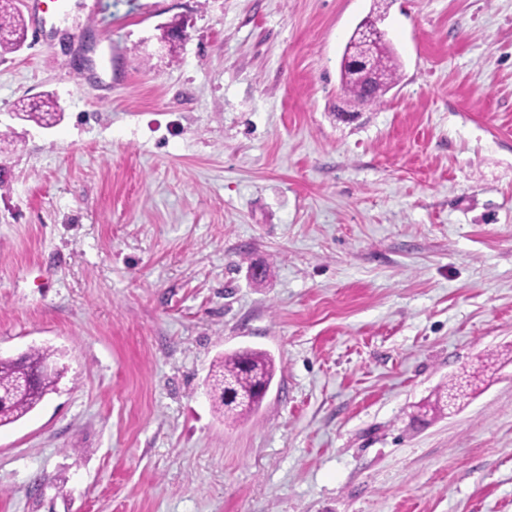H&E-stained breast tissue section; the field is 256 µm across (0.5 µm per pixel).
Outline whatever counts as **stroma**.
Wrapping results in <instances>:
<instances>
[{
  "mask_svg": "<svg viewBox=\"0 0 512 512\" xmlns=\"http://www.w3.org/2000/svg\"><path fill=\"white\" fill-rule=\"evenodd\" d=\"M372 6L63 0L0 54V355L64 368L0 512H512V0H387L400 80L342 121ZM244 347L278 370L229 425ZM17 111L23 119L49 126L57 121L60 109L57 102L47 95L39 102H20ZM276 371L273 357L263 350L240 349L220 356L207 386L212 408L225 421L248 420L261 406ZM237 397V398H236ZM489 361L487 358L486 364H482L479 368L475 369L472 373H468L466 377L469 378L467 380V389H463V386L458 382L457 378H452L448 382H444L440 384L432 396L419 405L417 407L416 415L414 420L417 421H426L428 420V416L431 418H438L448 415V396H454L458 399L460 403L466 402V400L470 397L474 388L476 386V382L480 381V376L488 370L493 362Z\"/></svg>",
  "mask_w": 512,
  "mask_h": 512,
  "instance_id": "stroma-1",
  "label": "stroma"
}]
</instances>
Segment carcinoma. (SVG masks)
I'll use <instances>...</instances> for the list:
<instances>
[{
  "instance_id": "carcinoma-1",
  "label": "carcinoma",
  "mask_w": 512,
  "mask_h": 512,
  "mask_svg": "<svg viewBox=\"0 0 512 512\" xmlns=\"http://www.w3.org/2000/svg\"><path fill=\"white\" fill-rule=\"evenodd\" d=\"M27 26L15 0H0V50L14 52L26 40ZM400 61L388 40L375 48L374 80L365 83L360 74L341 70V90L346 105L357 108L375 105L399 78ZM20 117L41 125H52L59 116V106L51 97L38 102H20ZM59 351L51 347H32L14 358L0 357V392L15 388L17 382L28 376L34 366L57 361ZM492 366L488 361L468 374L467 386L451 379L440 384L432 396L417 407L415 420L426 421L448 415V397L464 403L474 391L480 376ZM276 371L273 357L263 351L240 349L220 356L208 377V395L212 408L224 420L232 423L248 420L261 406L265 394L262 388L271 385ZM62 371L42 373L25 389L16 393L11 402L0 407V427L14 424L31 413L44 398L57 390Z\"/></svg>"
}]
</instances>
